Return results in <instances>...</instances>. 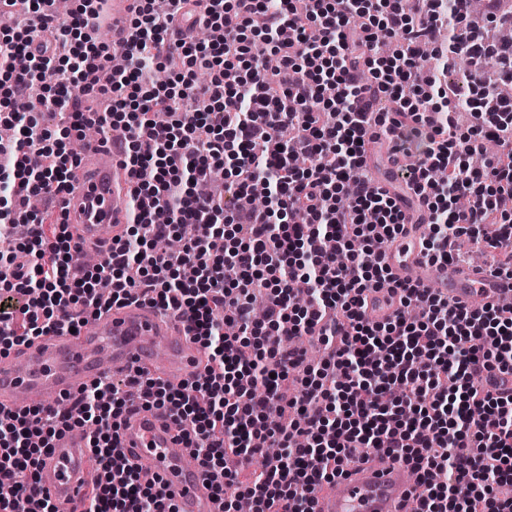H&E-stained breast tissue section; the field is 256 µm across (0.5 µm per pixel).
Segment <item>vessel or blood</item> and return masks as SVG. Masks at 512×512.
Listing matches in <instances>:
<instances>
[{
    "label": "vessel or blood",
    "instance_id": "obj_1",
    "mask_svg": "<svg viewBox=\"0 0 512 512\" xmlns=\"http://www.w3.org/2000/svg\"><path fill=\"white\" fill-rule=\"evenodd\" d=\"M138 5V0H109L106 11L88 14L89 36L109 31L112 47L121 49ZM202 13L201 0H186L171 38L189 39ZM125 143L126 135L119 129L113 130L111 141H87L74 170L75 188L61 199L63 220L82 251H98L106 236L121 235L129 221L132 179L121 164ZM403 212L401 233L383 248L386 265L401 282L438 289L465 305L512 303V278L492 275L482 265L427 263L421 252L428 232L426 210L409 205ZM398 308L387 290L367 296L371 320H388ZM203 360V351L187 336L183 322L148 304L115 306L77 333L44 336L0 357V414L53 407L78 384L99 379L107 366L115 371L132 365L152 373L160 370L165 381L176 386L197 375ZM120 422L117 447L122 459L136 466L142 478L162 480L177 512H223L224 502L215 494L212 479L176 455L182 431L166 413L138 407L126 411ZM95 478L86 434L73 428L59 434L43 458L38 486L50 494L57 512H75ZM418 485V471L402 461H357L336 485L315 492L313 510L409 512L408 501Z\"/></svg>",
    "mask_w": 512,
    "mask_h": 512
}]
</instances>
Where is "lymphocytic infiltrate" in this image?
<instances>
[{
	"mask_svg": "<svg viewBox=\"0 0 512 512\" xmlns=\"http://www.w3.org/2000/svg\"><path fill=\"white\" fill-rule=\"evenodd\" d=\"M89 2L58 18L48 56L30 54L33 26L0 27L8 99L41 64L51 84L38 103L62 108L68 135L90 124L70 105L90 60L108 53L84 32ZM139 2L121 51L127 66L100 89L110 106L98 123L127 132L135 181L131 221L100 263L84 265L68 225L46 228L28 205L72 189L64 147L0 111V124L16 128L0 151V194L17 210L0 236L34 256L19 264L0 251V343L10 351L144 302L185 318L206 364L176 387L134 369L82 386L65 407L0 417V485L13 489L0 512H54L37 493L40 463L61 429L89 422L97 483L80 512H177L162 482L114 456L120 417L137 404L182 425L224 512L242 497L252 512H313V492L360 449L425 477L446 474L417 495V512H512V308L463 306L400 283L377 251L401 230L400 199L373 184L362 158L367 139L391 143L428 213V263L456 258L457 238L469 234L494 272L512 277V95L498 91L512 55L490 33L502 0H483L479 24L472 0H280L275 11L265 0H205L200 27L211 38L188 42L169 37L183 0ZM151 54L183 68L157 84L142 65ZM461 59L473 73L475 119L464 133L445 79ZM369 90L391 110L362 111ZM218 167L223 195L198 192ZM259 178L263 208L250 201ZM182 224L194 237L157 251ZM259 288L267 312L256 321ZM381 288L402 307L384 323L365 310L366 294ZM228 322L236 335H225ZM300 336L322 342L317 363L285 345ZM258 453L265 461L251 467Z\"/></svg>",
	"mask_w": 512,
	"mask_h": 512,
	"instance_id": "f902f5d3",
	"label": "lymphocytic infiltrate"
}]
</instances>
